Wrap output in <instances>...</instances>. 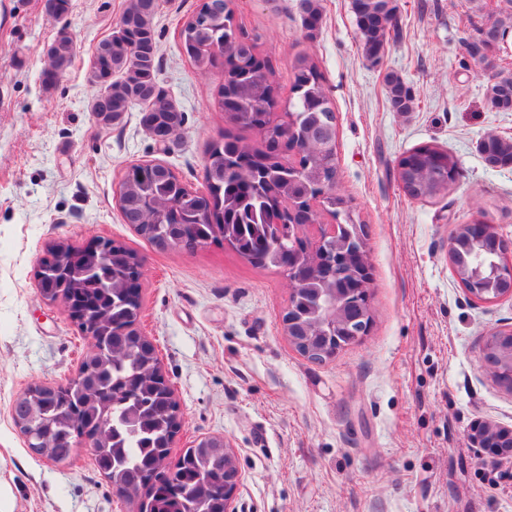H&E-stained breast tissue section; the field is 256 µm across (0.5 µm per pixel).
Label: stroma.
Instances as JSON below:
<instances>
[{
  "label": "stroma",
  "mask_w": 512,
  "mask_h": 512,
  "mask_svg": "<svg viewBox=\"0 0 512 512\" xmlns=\"http://www.w3.org/2000/svg\"><path fill=\"white\" fill-rule=\"evenodd\" d=\"M199 2L160 0L158 78L185 116L180 137L160 144L140 112L106 127L89 110L92 54L125 0H71L59 20L43 0H0V497L11 512H139L89 453L65 464L32 453L10 414L26 387L70 382L89 350L64 305L40 297L37 264L53 241L98 237L143 259L138 328L184 418L172 457L224 437L241 475L236 512H512V462L489 461L469 440L479 422L512 427V392L482 361L487 337L512 330V297H471L448 261L457 226L477 218L512 241V167L477 151L487 133L512 138V112L488 107L492 71L464 50L487 17L480 4L496 0H398V34L377 62L362 52L350 0H321L311 37L298 0H232L281 98L295 57L316 61L336 111L337 188L368 235L371 330L324 363L284 332L291 290L280 272L219 244L155 250L113 199L133 164L205 185V149L224 118L220 70L200 72L180 51ZM63 27L74 61L47 88L44 52ZM389 71L410 87L413 111L392 108ZM425 143L454 154L459 174L447 195L420 201L400 189L396 165Z\"/></svg>",
  "instance_id": "stroma-1"
}]
</instances>
